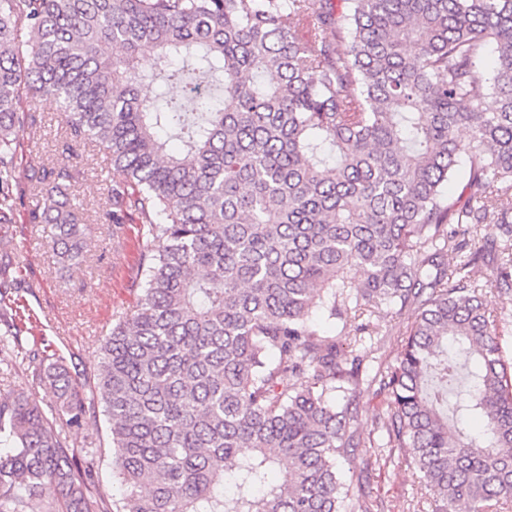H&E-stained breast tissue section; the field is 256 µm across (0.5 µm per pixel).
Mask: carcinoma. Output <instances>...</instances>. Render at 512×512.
Listing matches in <instances>:
<instances>
[{
    "label": "carcinoma",
    "mask_w": 512,
    "mask_h": 512,
    "mask_svg": "<svg viewBox=\"0 0 512 512\" xmlns=\"http://www.w3.org/2000/svg\"><path fill=\"white\" fill-rule=\"evenodd\" d=\"M43 95L62 152L111 157L105 223L151 241L87 379L0 297V362L56 396H0V512H110L98 451L70 439L100 412L116 512H342L365 378L340 336L383 305L418 309L379 380L387 444L439 489L432 512L512 507V363L470 276L491 260L512 296V0H0V224L39 123L21 101ZM72 180L36 175L28 223L76 260Z\"/></svg>",
    "instance_id": "cac0c4a2"
}]
</instances>
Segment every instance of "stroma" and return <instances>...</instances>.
<instances>
[{
  "mask_svg": "<svg viewBox=\"0 0 512 512\" xmlns=\"http://www.w3.org/2000/svg\"><path fill=\"white\" fill-rule=\"evenodd\" d=\"M40 126L34 133H22L20 141L31 163L21 170L20 183H27L33 170L47 166H68L73 174L72 202L82 217L86 243L79 264L68 265L58 254L45 224H30L26 213L42 205L39 192L28 193L18 206L9 232L13 237L12 263L17 275L13 297L29 315L35 336L44 338L63 356L75 377H83L96 366L99 347L119 317L129 312L143 286L139 275L148 238L137 221L112 231L102 216L112 164L98 148L62 153L65 123L52 97L30 101ZM416 312L380 309L375 321L379 333L357 336L346 332L345 350H356L364 358L369 384L357 393L358 418L354 424L362 445L349 459L338 460L337 476L349 496L346 512H431L439 495L417 478L407 449L387 447L381 422L387 415V398L374 378L396 360ZM78 445L98 448L102 456L95 480L112 500L121 490L112 483V455L105 417L72 434Z\"/></svg>",
  "mask_w": 512,
  "mask_h": 512,
  "instance_id": "1",
  "label": "stroma"
}]
</instances>
